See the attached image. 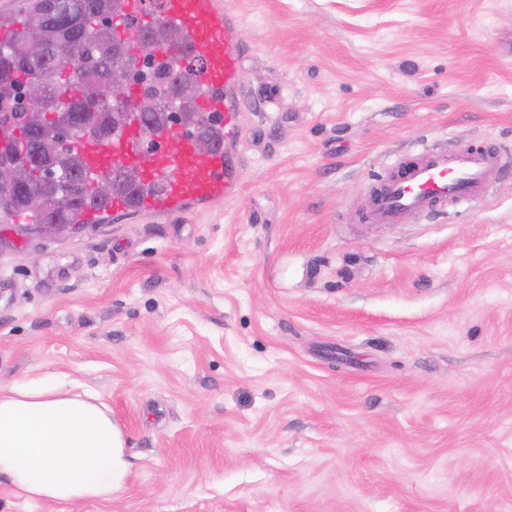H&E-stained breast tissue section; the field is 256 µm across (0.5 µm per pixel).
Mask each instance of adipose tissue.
Returning <instances> with one entry per match:
<instances>
[{
  "label": "adipose tissue",
  "mask_w": 512,
  "mask_h": 512,
  "mask_svg": "<svg viewBox=\"0 0 512 512\" xmlns=\"http://www.w3.org/2000/svg\"><path fill=\"white\" fill-rule=\"evenodd\" d=\"M124 446L111 409L78 379L0 386V479L26 500L111 501L129 468Z\"/></svg>",
  "instance_id": "1"
}]
</instances>
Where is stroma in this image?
I'll return each instance as SVG.
<instances>
[{"label": "stroma", "instance_id": "obj_1", "mask_svg": "<svg viewBox=\"0 0 512 512\" xmlns=\"http://www.w3.org/2000/svg\"><path fill=\"white\" fill-rule=\"evenodd\" d=\"M239 189L21 234L0 384L71 375L132 462L76 512H512V171L373 224L426 149L512 157V0H225Z\"/></svg>", "mask_w": 512, "mask_h": 512}]
</instances>
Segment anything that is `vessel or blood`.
Listing matches in <instances>:
<instances>
[{
    "label": "vessel or blood",
    "mask_w": 512,
    "mask_h": 512,
    "mask_svg": "<svg viewBox=\"0 0 512 512\" xmlns=\"http://www.w3.org/2000/svg\"><path fill=\"white\" fill-rule=\"evenodd\" d=\"M161 17L181 31L186 45L201 51L203 64L193 75L205 92L196 108L218 118L221 133L206 150L179 126L144 136L135 119L110 141L84 136L76 149L86 174L129 164L136 170V199L113 198L116 213L134 204L146 215L176 214L191 205L229 199L238 190L234 146L240 130L241 32L223 0H161ZM500 169V156L491 149L422 153L382 181L366 218L375 224H399L412 212L479 199L489 177Z\"/></svg>",
    "instance_id": "vessel-or-blood-1"
}]
</instances>
